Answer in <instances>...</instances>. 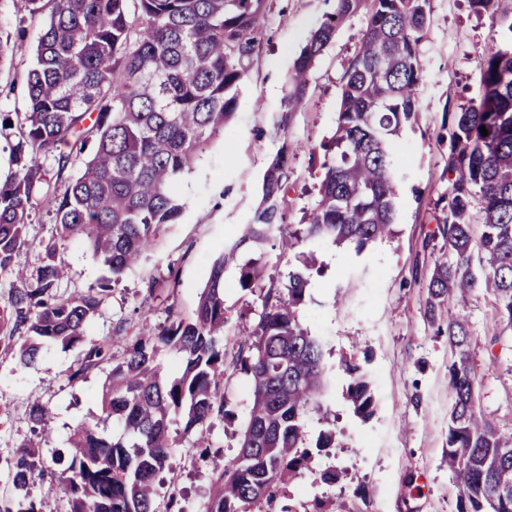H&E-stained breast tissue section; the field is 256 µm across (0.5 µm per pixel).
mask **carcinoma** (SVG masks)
<instances>
[{
	"label": "carcinoma",
	"mask_w": 512,
	"mask_h": 512,
	"mask_svg": "<svg viewBox=\"0 0 512 512\" xmlns=\"http://www.w3.org/2000/svg\"><path fill=\"white\" fill-rule=\"evenodd\" d=\"M499 25L489 48L478 102L448 114L446 172L450 190L434 237L448 256L434 262L427 314L437 335L448 336V465L465 475L457 512H512V436L476 409L477 372L467 351V322H437L445 303L478 290L493 294L500 320L512 329V19L499 0H469ZM430 0H336L335 11L312 34L294 63L287 111L305 99L310 73L336 29L366 8L368 21L341 88L334 135L324 146L319 201L304 224L284 218L290 165L282 145L263 176L261 209L241 239L212 262L189 317L138 335L119 359L105 341L85 340V328L104 302L102 288L65 296L57 292L65 264L56 246L43 264L10 289L0 308V343L20 363H36L43 348L84 345L70 380L112 364L101 390L103 420L117 419L123 433L109 435L100 422L69 436V462L49 491L66 497L67 512H155V480L165 468L170 422L180 418L192 436L205 424L231 421L224 400V368L251 378L252 407L238 429L241 452L214 469L207 512H296L287 485L314 471L335 433L304 443L303 422L318 397L325 372L321 343L303 327L308 272H288V283L265 278L261 248L273 230L285 246L307 242L353 244L362 251L392 232L395 182L390 137L418 112L422 79L420 45L427 37ZM266 0H60L44 21L28 71V111L12 145L14 173L0 181V273L12 269L25 244L30 209L42 193L39 157L53 156L58 172L82 167L61 194L42 193L53 207L58 236L84 241L119 279L182 207L175 185L210 140L224 134L237 104L250 57L258 46ZM488 135L481 133V128ZM93 143L91 155L81 158ZM70 147L64 152L61 145ZM480 203L483 226L473 251L472 211ZM247 247L239 267L241 288L256 291L262 312L252 337L224 361V270ZM180 357L177 376L158 363L162 349ZM353 412L368 418L375 398L360 367L345 363ZM32 430L44 432L47 409L29 406ZM14 495L0 512H42L30 486L45 479L37 448H21L10 461Z\"/></svg>",
	"instance_id": "obj_1"
}]
</instances>
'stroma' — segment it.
Masks as SVG:
<instances>
[{
    "instance_id": "obj_1",
    "label": "stroma",
    "mask_w": 512,
    "mask_h": 512,
    "mask_svg": "<svg viewBox=\"0 0 512 512\" xmlns=\"http://www.w3.org/2000/svg\"><path fill=\"white\" fill-rule=\"evenodd\" d=\"M334 0H267L263 38L240 87L237 105L222 137L216 138L178 182L184 208L176 223L163 225L151 246L112 281L108 269L77 239L60 241L55 217L45 207L30 211L26 243L13 271L0 273V307L18 274L41 264L45 247L57 243L69 267L59 288L73 294L107 284L108 296L91 319L86 337L111 343L121 357L132 329L158 331L170 309L191 315L212 259L240 239L262 198L263 175L281 143H288L291 175L285 221L303 223L316 207L324 161L323 145L335 132L341 86L367 22L365 11L348 16L318 57L306 98L294 112L284 104L293 63L310 34L332 12ZM41 21L30 20L25 0H0V39L22 40L13 57L0 62V113L26 112L25 76L37 45ZM498 29L468 0H430L429 32L421 45L419 110L391 144L397 195L389 237L363 250L320 243L303 245L322 274L312 275L299 318L324 347L326 389L321 407L305 417V440L315 445L321 432L335 429L336 440L317 459L316 473L290 483L304 501L325 498L331 512H456L459 480L448 467L447 337L437 335L426 316L427 290L416 271V252L435 228L439 203L449 189L448 115L477 100L485 54ZM287 120V138L270 133ZM177 284H170L169 273ZM158 296L146 299L148 285ZM469 323L471 363L480 376L476 406L499 431L512 435V330L501 323L491 294L480 291L463 304ZM262 311L257 294L238 284V269L224 274V354L232 356L252 334ZM81 346L54 345L31 366L21 365L0 345V495L11 488L7 462L14 449H39L50 472H60L68 437L82 422L101 415L98 393L106 377L97 370L80 382L69 372ZM360 365L375 397L373 414L355 416L346 398L345 359ZM224 394L235 419L204 427L200 438L169 432V458L156 486L155 503L164 508L170 489L182 495L184 512H206L211 474L238 452L236 430L249 411L250 379L227 369ZM40 401L49 411L47 433H32L28 408ZM339 473L324 483L320 472Z\"/></svg>"
}]
</instances>
